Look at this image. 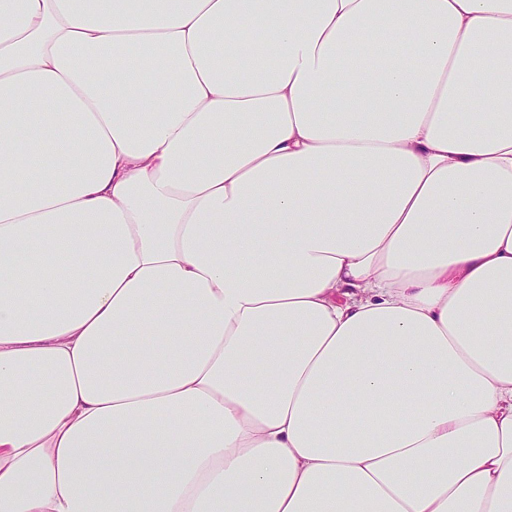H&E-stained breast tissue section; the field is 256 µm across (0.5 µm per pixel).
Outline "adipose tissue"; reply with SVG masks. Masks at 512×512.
Returning a JSON list of instances; mask_svg holds the SVG:
<instances>
[{"label":"adipose tissue","instance_id":"obj_1","mask_svg":"<svg viewBox=\"0 0 512 512\" xmlns=\"http://www.w3.org/2000/svg\"><path fill=\"white\" fill-rule=\"evenodd\" d=\"M0 512H512V0H0Z\"/></svg>","mask_w":512,"mask_h":512}]
</instances>
